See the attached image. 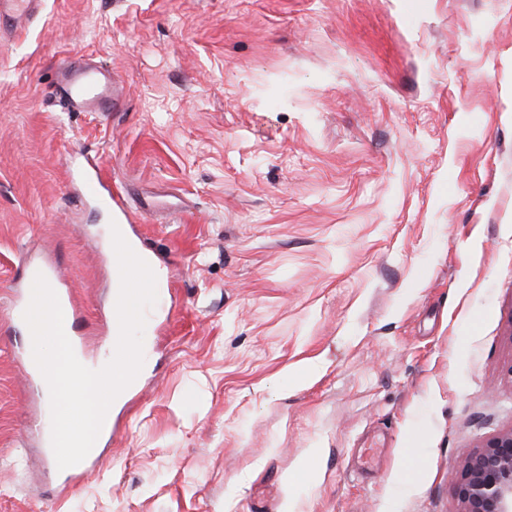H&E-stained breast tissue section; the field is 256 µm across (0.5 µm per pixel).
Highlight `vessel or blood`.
<instances>
[{
  "label": "vessel or blood",
  "instance_id": "obj_1",
  "mask_svg": "<svg viewBox=\"0 0 512 512\" xmlns=\"http://www.w3.org/2000/svg\"><path fill=\"white\" fill-rule=\"evenodd\" d=\"M44 4L45 0H0V30L14 34L24 31L42 14ZM119 83L118 76L108 66L90 58H68L54 69L52 92L65 111L107 116L122 106L117 94ZM70 169L72 187L81 203L108 214L119 230H126L128 225L142 222L147 214L159 210L152 200L129 204L125 191L113 184L111 176L95 159L73 155ZM39 274L55 291L65 324H72L79 314L77 299L56 263L48 257L34 255L25 260L11 281L10 301L6 308L9 326L23 323V313L30 302L29 288Z\"/></svg>",
  "mask_w": 512,
  "mask_h": 512
}]
</instances>
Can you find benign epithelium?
Segmentation results:
<instances>
[{"label": "benign epithelium", "instance_id": "obj_1", "mask_svg": "<svg viewBox=\"0 0 512 512\" xmlns=\"http://www.w3.org/2000/svg\"><path fill=\"white\" fill-rule=\"evenodd\" d=\"M453 494L461 512H512V429L467 457Z\"/></svg>", "mask_w": 512, "mask_h": 512}]
</instances>
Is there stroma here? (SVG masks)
<instances>
[{
    "instance_id": "1",
    "label": "stroma",
    "mask_w": 512,
    "mask_h": 512,
    "mask_svg": "<svg viewBox=\"0 0 512 512\" xmlns=\"http://www.w3.org/2000/svg\"><path fill=\"white\" fill-rule=\"evenodd\" d=\"M81 56L124 111H61ZM77 147L186 202L129 229L173 304L73 485L0 340V512H460L465 459L512 429V0H46L0 38V313L51 256L95 360Z\"/></svg>"
}]
</instances>
